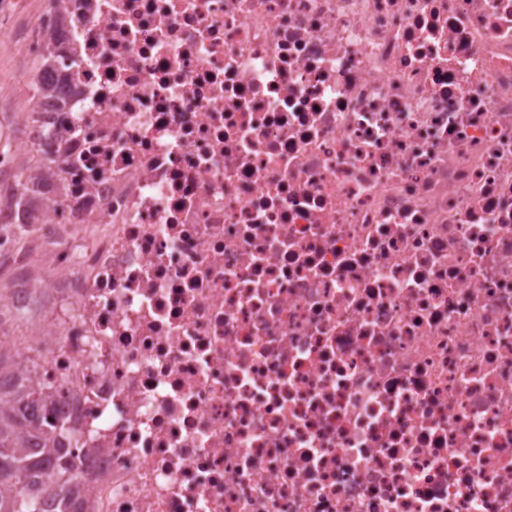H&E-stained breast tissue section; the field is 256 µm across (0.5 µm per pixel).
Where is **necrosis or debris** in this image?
<instances>
[{"mask_svg":"<svg viewBox=\"0 0 512 512\" xmlns=\"http://www.w3.org/2000/svg\"><path fill=\"white\" fill-rule=\"evenodd\" d=\"M7 349L87 512H512V0H49Z\"/></svg>","mask_w":512,"mask_h":512,"instance_id":"1","label":"necrosis or debris"}]
</instances>
